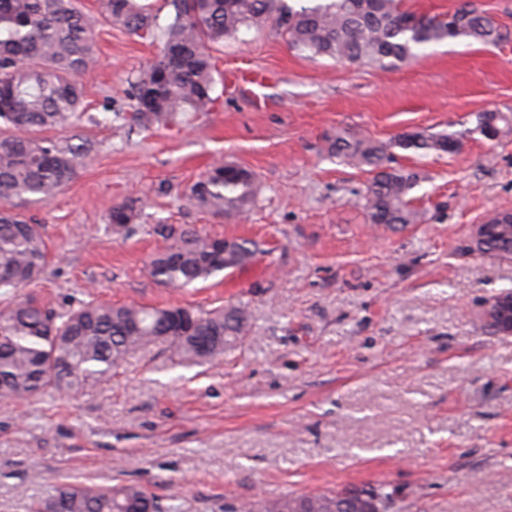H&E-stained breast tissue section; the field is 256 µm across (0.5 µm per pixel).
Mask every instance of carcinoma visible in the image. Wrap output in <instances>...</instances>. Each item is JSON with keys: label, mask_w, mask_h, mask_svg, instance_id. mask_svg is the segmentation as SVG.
<instances>
[{"label": "carcinoma", "mask_w": 512, "mask_h": 512, "mask_svg": "<svg viewBox=\"0 0 512 512\" xmlns=\"http://www.w3.org/2000/svg\"><path fill=\"white\" fill-rule=\"evenodd\" d=\"M160 16L138 0H102L98 14L79 0H0V289L15 290L41 279L48 247L41 225L23 209L47 203L77 173L80 147L41 133L75 121L84 108L78 77L97 63L94 31L116 24L142 40L161 42L157 57L129 82V129L167 125L188 112L214 104L215 64L207 44L241 30L268 27L307 57H329L391 69L414 60L433 44L468 40L493 44L505 37L495 19L474 0H463L441 16L402 8V0H313L299 7L285 0H169ZM494 142L512 135V110L486 111L475 127ZM460 140L454 132L403 131L387 141L338 136L328 153L368 166L372 180L362 195L368 222L392 228L421 221L412 206L419 175L394 165L393 149L421 156L452 155ZM256 195L254 175L230 162H215L189 189L195 207L230 218L246 210ZM112 233L122 236L142 218L134 201L108 208ZM479 250L512 251V223L499 214L485 222ZM168 241L149 264L156 284L186 288L256 257L255 242L238 239L224 250V239L200 235L188 226L157 224ZM249 332L245 306L215 309L108 304L90 299L79 308L57 311L19 299L0 309V397L31 399L49 393L72 394L108 381L126 356L165 343L177 361L206 365ZM388 496L362 489L309 493L263 500L241 512H386ZM173 512L138 484L86 486L65 482L39 512Z\"/></svg>", "instance_id": "obj_1"}]
</instances>
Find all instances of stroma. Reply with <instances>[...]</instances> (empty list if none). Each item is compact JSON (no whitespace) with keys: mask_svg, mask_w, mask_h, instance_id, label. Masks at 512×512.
I'll return each instance as SVG.
<instances>
[{"mask_svg":"<svg viewBox=\"0 0 512 512\" xmlns=\"http://www.w3.org/2000/svg\"><path fill=\"white\" fill-rule=\"evenodd\" d=\"M506 37L430 46L382 70L292 50L274 31L212 44L217 100L168 126L129 131V80L158 53L101 24L82 75L85 110L54 138L89 150L49 204L28 205L49 262L39 282L0 291L59 311L97 298L147 306L244 304L250 332L223 361L175 364L165 346L129 354L110 382L24 403L0 398V512H34L53 486L135 483L177 512L374 488L387 512H512V334L486 303L512 292V262L471 233L512 210V136L491 143L478 113L512 108V0H477ZM271 76L263 101L236 85ZM457 133L453 155L396 154L422 175L421 223L369 224L368 167L330 158L349 131L389 140ZM218 159L251 171L252 208L227 219L185 198ZM138 200L144 221L113 235L106 209ZM255 241L250 265L175 292L147 272L156 221Z\"/></svg>","mask_w":512,"mask_h":512,"instance_id":"35a3bbf8","label":"stroma"}]
</instances>
